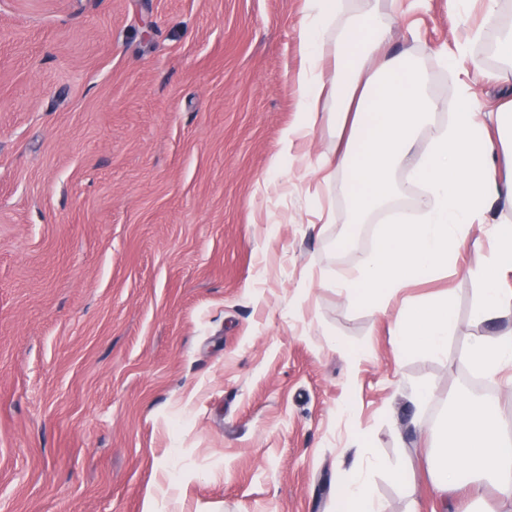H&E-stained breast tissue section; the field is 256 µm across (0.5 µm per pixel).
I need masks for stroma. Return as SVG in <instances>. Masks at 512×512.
<instances>
[{"instance_id": "stroma-1", "label": "stroma", "mask_w": 512, "mask_h": 512, "mask_svg": "<svg viewBox=\"0 0 512 512\" xmlns=\"http://www.w3.org/2000/svg\"><path fill=\"white\" fill-rule=\"evenodd\" d=\"M379 0L392 46L419 61L436 122L495 109L512 72L485 47L512 0ZM310 0H0V512H338L357 435L385 512H512L438 495L421 451L494 324L460 271L410 281L379 314L350 299L392 200L352 221L313 166L326 117L272 161L298 121ZM481 38L448 68L444 52ZM470 102L458 95L461 85ZM450 296L448 350L400 355L405 302ZM428 386L423 409L410 389Z\"/></svg>"}]
</instances>
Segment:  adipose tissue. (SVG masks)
<instances>
[{
    "mask_svg": "<svg viewBox=\"0 0 512 512\" xmlns=\"http://www.w3.org/2000/svg\"><path fill=\"white\" fill-rule=\"evenodd\" d=\"M311 2L301 34L309 64L296 77L301 120L290 136H307L322 101H338L337 111L328 115L337 131L336 152L321 158L316 170L328 182L349 173L344 190L354 223H363L392 194L414 185L422 189L414 198L417 221L384 225L378 246L359 257L355 276L342 288L364 307L385 310L395 289L456 264L470 235L484 232L492 247L481 263L463 269L480 285L472 317L504 329L490 339L474 338L462 361L483 377L496 378L512 367V288L501 284L502 276L512 273V224L498 219L512 212V175L503 179L496 170L503 148L512 149V98L493 112L461 108L447 123H433L438 104L426 92L428 75L387 47L386 16L369 8L334 40L331 25L340 0ZM328 58L334 70L329 82L322 68ZM424 127L429 145L419 153L414 144ZM453 323L447 297L401 308L394 329L397 348L403 354H442ZM425 452L438 491L460 486L478 499L491 486L512 502V424L500 420L488 401L462 399L452 421L438 423Z\"/></svg>",
    "mask_w": 512,
    "mask_h": 512,
    "instance_id": "ef3b65f1",
    "label": "adipose tissue"
}]
</instances>
